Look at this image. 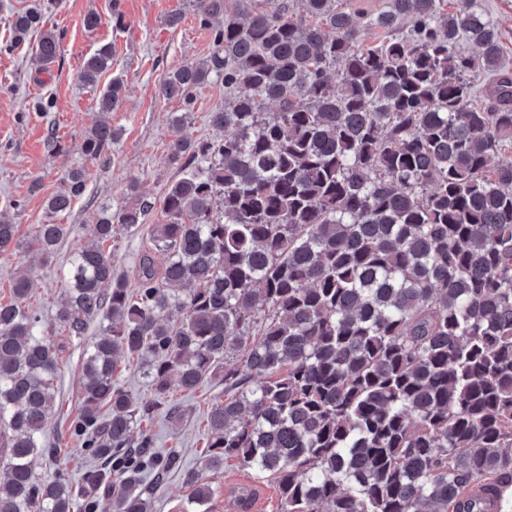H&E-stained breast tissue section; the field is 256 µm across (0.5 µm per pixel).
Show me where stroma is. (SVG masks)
<instances>
[{
  "label": "stroma",
  "mask_w": 512,
  "mask_h": 512,
  "mask_svg": "<svg viewBox=\"0 0 512 512\" xmlns=\"http://www.w3.org/2000/svg\"><path fill=\"white\" fill-rule=\"evenodd\" d=\"M36 0H0V220L16 224L20 244L0 252V302L12 298V278L17 271H28L33 290L28 302L38 317L36 335L51 336L60 346L57 386L58 409L49 421L47 441L60 446L55 460L36 457L35 475L51 481L58 475L79 482L88 458L76 451L77 442L68 423L81 408V363L88 340L99 336L98 322H91L85 338L69 336L55 327L54 318L68 286L66 269L76 248L93 239V217L98 208H117L129 198L128 186L137 183L144 199L154 200L171 182L178 179L176 169L166 161L175 135L192 140L223 138V131L208 122L210 112L223 108L224 86L211 82L198 88L191 108L176 100L160 99L157 92L162 75L173 68L205 58L211 50L210 33L199 24L192 0H121L124 26L112 20V0H37L46 27L63 37L58 59L38 70L33 54L40 36L32 30L26 41L14 43L12 19ZM101 17L98 28L83 25L88 12ZM181 12L178 28L166 19ZM112 44V66L101 77L108 84L121 77L125 92L112 114L118 138L112 147V160L101 166L87 162L82 153L86 131L98 116L96 90L82 85L78 73L87 56L100 45ZM188 111L181 129L170 123L172 113ZM87 167L90 178L85 196L70 212L51 215L47 199L59 188L66 173ZM42 224H65L70 232L48 264L31 262L23 247ZM112 254L116 274L128 285H135L142 255L152 252L147 231H121L106 244ZM156 265L163 255L153 254ZM224 397V384L214 379L198 390L186 393L173 390L166 399L176 406L177 417L165 409L144 419L141 430L156 438L158 449H178L181 470L168 475L157 493L153 512H191L192 493L186 472L201 469L207 446V415L216 401ZM214 495L206 512H227L239 488L254 489L259 512H280L278 489L273 481L258 478L252 471L229 460L223 469L206 474Z\"/></svg>",
  "instance_id": "35a3bbf8"
}]
</instances>
